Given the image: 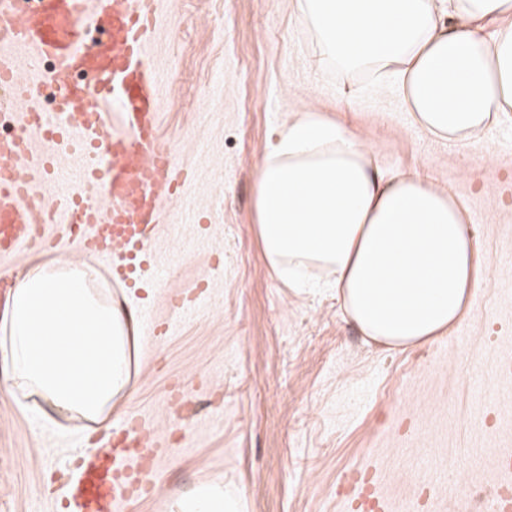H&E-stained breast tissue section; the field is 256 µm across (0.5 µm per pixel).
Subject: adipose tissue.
Wrapping results in <instances>:
<instances>
[{
	"label": "adipose tissue",
	"instance_id": "ef3b65f1",
	"mask_svg": "<svg viewBox=\"0 0 512 512\" xmlns=\"http://www.w3.org/2000/svg\"><path fill=\"white\" fill-rule=\"evenodd\" d=\"M350 85L403 91L421 131L468 149L512 112V0H292ZM255 224L272 266L295 286L326 273L365 336L393 347L448 334L472 314L488 259L463 203L420 176L383 170L345 123L305 112L258 170ZM89 262L59 257L17 274L0 318V396L48 407L75 429L105 423L129 390L131 309ZM169 512H239L201 483Z\"/></svg>",
	"mask_w": 512,
	"mask_h": 512
}]
</instances>
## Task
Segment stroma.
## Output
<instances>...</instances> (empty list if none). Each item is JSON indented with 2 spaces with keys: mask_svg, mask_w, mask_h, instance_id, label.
Masks as SVG:
<instances>
[{
  "mask_svg": "<svg viewBox=\"0 0 512 512\" xmlns=\"http://www.w3.org/2000/svg\"><path fill=\"white\" fill-rule=\"evenodd\" d=\"M150 52L164 85L160 132L186 178L164 205L157 274L193 295L174 314L148 294L169 334L139 329L129 393L112 424L139 415L167 442L160 495L133 512H168L198 483L242 512H358L346 477L374 483L389 512H496L512 486V112L471 166L410 124L394 86L352 88L317 67L291 0H158ZM346 117L382 168L422 171L467 209L489 257L475 312L408 349L363 336L332 288H293L271 269L255 228L256 172L296 114ZM192 390L171 417L172 383ZM91 443L66 421L0 398V512H63L60 477Z\"/></svg>",
  "mask_w": 512,
  "mask_h": 512,
  "instance_id": "stroma-1",
  "label": "stroma"
}]
</instances>
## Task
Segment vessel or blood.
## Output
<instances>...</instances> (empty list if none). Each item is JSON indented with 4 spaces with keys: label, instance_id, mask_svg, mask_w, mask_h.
<instances>
[{
    "label": "vessel or blood",
    "instance_id": "b4317fda",
    "mask_svg": "<svg viewBox=\"0 0 512 512\" xmlns=\"http://www.w3.org/2000/svg\"><path fill=\"white\" fill-rule=\"evenodd\" d=\"M0 0V103H27L17 123L22 135L0 140V258L37 247L78 244L109 257L113 286L145 283L160 257L154 248L161 204L176 198L179 170L159 129L162 85L148 55L157 0ZM28 54L24 75L13 72L17 51ZM51 60L52 72L42 63ZM94 71L90 89L68 84L80 68ZM53 78L59 111L36 106L39 83ZM120 110L122 132H112L107 103ZM51 212L50 225L34 217ZM147 429L129 417L106 451L75 456L66 512H119L121 502L152 496L155 482Z\"/></svg>",
    "mask_w": 512,
    "mask_h": 512
}]
</instances>
